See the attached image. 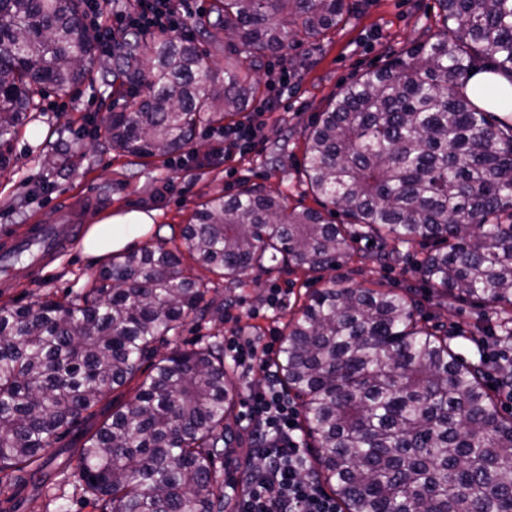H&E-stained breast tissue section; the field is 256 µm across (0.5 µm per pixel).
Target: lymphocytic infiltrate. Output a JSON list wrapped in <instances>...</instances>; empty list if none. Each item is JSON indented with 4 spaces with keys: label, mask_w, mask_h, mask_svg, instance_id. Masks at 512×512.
Here are the masks:
<instances>
[{
    "label": "lymphocytic infiltrate",
    "mask_w": 512,
    "mask_h": 512,
    "mask_svg": "<svg viewBox=\"0 0 512 512\" xmlns=\"http://www.w3.org/2000/svg\"><path fill=\"white\" fill-rule=\"evenodd\" d=\"M130 12H107L102 0H85L84 14L100 52H112L117 33L133 29L142 34L183 32L187 10L175 0H136ZM277 333L254 336L237 329L225 337L227 357L244 375L262 371L263 386L244 398L242 429L247 437L238 483L244 488L236 512H339L334 497L312 478L297 427V411L269 366Z\"/></svg>",
    "instance_id": "obj_1"
}]
</instances>
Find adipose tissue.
Here are the masks:
<instances>
[{
    "mask_svg": "<svg viewBox=\"0 0 512 512\" xmlns=\"http://www.w3.org/2000/svg\"><path fill=\"white\" fill-rule=\"evenodd\" d=\"M150 223V218L141 212L107 218L87 229L82 248L97 257L121 252L133 246L147 232Z\"/></svg>",
    "mask_w": 512,
    "mask_h": 512,
    "instance_id": "obj_1",
    "label": "adipose tissue"
}]
</instances>
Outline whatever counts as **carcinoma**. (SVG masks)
Instances as JSON below:
<instances>
[{
  "label": "carcinoma",
  "instance_id": "carcinoma-1",
  "mask_svg": "<svg viewBox=\"0 0 512 512\" xmlns=\"http://www.w3.org/2000/svg\"><path fill=\"white\" fill-rule=\"evenodd\" d=\"M233 55L217 82L175 33L147 46L149 93L114 112L112 147L167 158L203 123L244 108V64L337 27L349 0H219ZM442 30L411 42L349 84L305 132L311 192L382 245L437 248L418 272L458 301L501 315L512 337V123L464 92L475 62L512 81V0H438ZM82 0H0V171L29 113L49 90L83 81L94 60ZM36 241L9 251L34 257ZM231 285L254 269L322 274L357 255L344 224L248 187L206 198L179 235L112 256L86 288L57 300L0 305V473L41 472L76 434V486L112 512H232L215 462L236 436L224 365V300L183 266ZM394 251L357 255L387 261ZM213 323L207 342L154 358L187 319ZM151 370L102 417L98 404ZM300 399L318 442L319 476L345 512H512V418L485 371L423 322L415 299L331 282L285 325L271 361ZM100 420L94 430L81 423Z\"/></svg>",
  "mask_w": 512,
  "mask_h": 512
}]
</instances>
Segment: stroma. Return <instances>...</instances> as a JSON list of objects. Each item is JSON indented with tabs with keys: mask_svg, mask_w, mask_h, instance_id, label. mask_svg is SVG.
I'll return each mask as SVG.
<instances>
[{
	"mask_svg": "<svg viewBox=\"0 0 512 512\" xmlns=\"http://www.w3.org/2000/svg\"><path fill=\"white\" fill-rule=\"evenodd\" d=\"M192 40L205 53L204 62L215 78H223L227 53L224 32L217 24L215 0H188ZM437 0H356L346 21L327 35L301 46L284 47L255 72L256 93L236 122L255 116L265 121L263 137L246 155L213 158L217 142L210 126L198 128L189 149L195 155L212 156V164L195 169L166 161L123 156L113 151L103 130L113 112L132 105L133 94H145L141 80L148 57L127 68L122 82L112 80L114 57L100 58L90 78L67 91L48 90L40 101L34 121L23 127L13 141L10 167L0 172V230L49 221L52 211L79 201L82 192L94 188L98 206L86 215L95 224L108 215L130 211L152 219L140 245L170 237L190 222L197 204L214 193L233 195L245 186H256L282 196L288 206L323 210L324 203L304 182L302 162L304 132L319 112L351 82L381 68L407 42L428 38L438 31ZM293 67L287 86L278 79L283 68ZM433 243L400 246L395 263L342 262L336 269L316 275L298 269L254 271L242 284L231 287L218 281L224 299L225 333L237 327H255L257 334L282 329L312 291L329 282L343 286L361 284L392 289L413 296L422 318L452 335L451 345L464 359L472 353L458 335L475 326H493L488 307L469 302L443 305L434 289L422 280L416 265ZM103 264L101 258L73 243L63 255L34 268L20 269L16 276L0 274V304L25 305L46 294L78 292ZM281 289L285 304L273 317H252L262 308L271 289ZM46 472L31 475L28 501L22 512H111L104 503L89 500L70 476L77 450L69 441L57 443Z\"/></svg>",
	"mask_w": 512,
	"mask_h": 512,
	"instance_id": "obj_1",
	"label": "stroma"
}]
</instances>
